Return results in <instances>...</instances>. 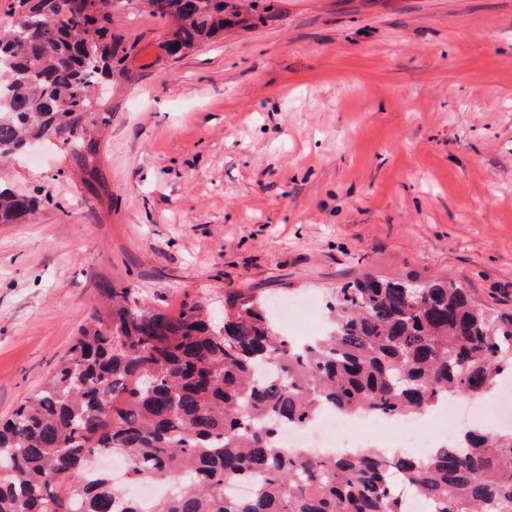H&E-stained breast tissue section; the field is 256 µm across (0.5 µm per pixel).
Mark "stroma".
I'll return each mask as SVG.
<instances>
[{
	"label": "stroma",
	"mask_w": 512,
	"mask_h": 512,
	"mask_svg": "<svg viewBox=\"0 0 512 512\" xmlns=\"http://www.w3.org/2000/svg\"><path fill=\"white\" fill-rule=\"evenodd\" d=\"M177 57L118 11L84 195L63 148L6 170L59 207L0 224V417L68 354L105 283L224 316L226 291L292 299L364 275L453 277L512 312V0H276Z\"/></svg>",
	"instance_id": "obj_1"
}]
</instances>
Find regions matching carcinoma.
Wrapping results in <instances>:
<instances>
[{"label": "carcinoma", "mask_w": 512, "mask_h": 512, "mask_svg": "<svg viewBox=\"0 0 512 512\" xmlns=\"http://www.w3.org/2000/svg\"><path fill=\"white\" fill-rule=\"evenodd\" d=\"M16 0L0 31V163L55 136L108 192L99 170L109 121L95 87L125 74L128 46L112 15L136 0ZM169 24L161 46L192 50L244 25L229 0H141ZM54 204L44 187L0 183V224ZM109 301L55 374L0 421V512H143L123 484L94 468L101 454L130 461L131 481L176 482L152 512H405L391 476L428 512H512V431L468 428L427 458L310 455L284 449L277 426H304L327 406L356 416H414L455 395L490 398L512 376V315L471 302L451 278L366 276L332 292L325 331L283 334L271 302L224 293V320L202 305L176 315L132 285ZM251 480L237 498L230 483Z\"/></svg>", "instance_id": "cac0c4a2"}]
</instances>
